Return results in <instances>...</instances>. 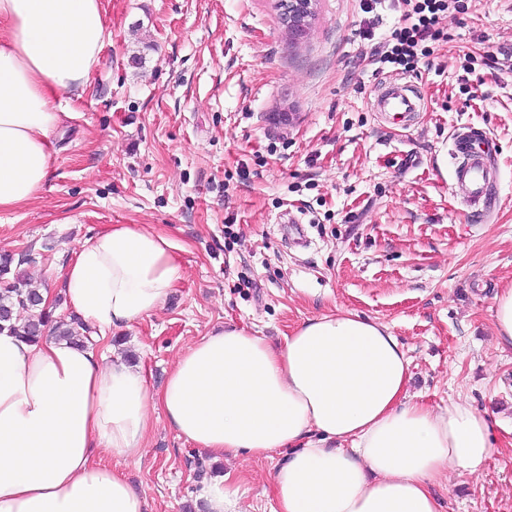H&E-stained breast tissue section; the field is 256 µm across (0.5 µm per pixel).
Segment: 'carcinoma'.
<instances>
[{"mask_svg":"<svg viewBox=\"0 0 512 512\" xmlns=\"http://www.w3.org/2000/svg\"><path fill=\"white\" fill-rule=\"evenodd\" d=\"M14 262L9 254L0 255V331L12 330L30 342H37L45 336L48 329L67 340H77L81 333L88 332V327L77 317L70 321L52 319L51 312L39 307L40 292L31 287L25 274L12 269ZM32 311L27 323L18 325L13 321L14 309Z\"/></svg>","mask_w":512,"mask_h":512,"instance_id":"obj_1","label":"carcinoma"}]
</instances>
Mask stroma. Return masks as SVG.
I'll return each mask as SVG.
<instances>
[{
	"label": "stroma",
	"instance_id": "stroma-1",
	"mask_svg": "<svg viewBox=\"0 0 512 512\" xmlns=\"http://www.w3.org/2000/svg\"><path fill=\"white\" fill-rule=\"evenodd\" d=\"M275 0H102L109 37L80 96L49 136L37 198L0 212V254L70 320L64 275L82 241L147 224L178 245L167 303L111 342L106 358L142 366L159 395L179 355L233 325L282 345L337 308L386 324L410 359L409 395L493 411L496 453L472 476L449 471L441 512H512V349L491 312L512 286V0H455L414 76L424 104L408 125L374 112L400 66L372 54L397 0H321L306 36ZM293 115L290 124L278 115ZM493 142L492 196L471 213L453 182V138ZM302 220L303 244L279 218ZM121 469L148 512H206L204 487L230 475L241 512H274L282 456L217 458L170 428L162 408Z\"/></svg>",
	"mask_w": 512,
	"mask_h": 512
}]
</instances>
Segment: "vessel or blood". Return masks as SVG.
<instances>
[{
  "label": "vessel or blood",
  "mask_w": 512,
  "mask_h": 512,
  "mask_svg": "<svg viewBox=\"0 0 512 512\" xmlns=\"http://www.w3.org/2000/svg\"><path fill=\"white\" fill-rule=\"evenodd\" d=\"M421 93L412 82L386 86L375 101L377 111L391 119L406 122L420 110ZM454 149L462 157L454 170V179L461 184L467 194L466 202L473 211H481L487 203V188L492 177L488 162L490 145L473 132H464L454 139Z\"/></svg>",
  "instance_id": "obj_1"
}]
</instances>
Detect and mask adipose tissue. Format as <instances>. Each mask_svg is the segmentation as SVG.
<instances>
[{"label":"adipose tissue","instance_id":"obj_1","mask_svg":"<svg viewBox=\"0 0 512 512\" xmlns=\"http://www.w3.org/2000/svg\"><path fill=\"white\" fill-rule=\"evenodd\" d=\"M106 41L101 0H0V210L44 187L54 100L80 90ZM176 244L148 225L85 239L64 292L100 336L162 308L180 278ZM410 360L389 326L337 310L282 346L237 327L187 348L152 401L142 371L54 336L0 332V512H147L122 471L161 405L214 456L284 449L277 512H441L448 470L473 475L496 450L488 413L408 395Z\"/></svg>","mask_w":512,"mask_h":512}]
</instances>
